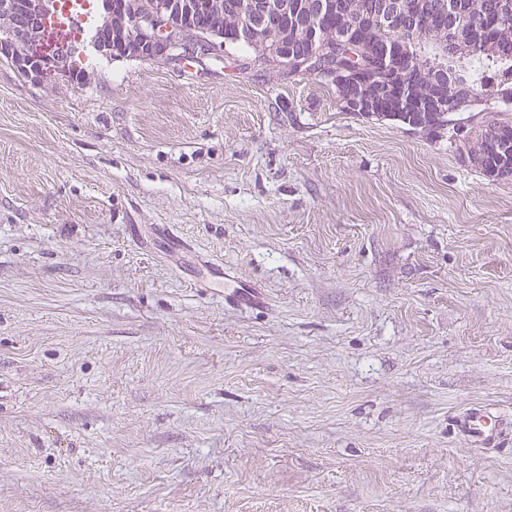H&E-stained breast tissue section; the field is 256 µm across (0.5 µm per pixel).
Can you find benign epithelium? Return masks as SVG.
Returning a JSON list of instances; mask_svg holds the SVG:
<instances>
[{
    "label": "benign epithelium",
    "instance_id": "7a95c632",
    "mask_svg": "<svg viewBox=\"0 0 512 512\" xmlns=\"http://www.w3.org/2000/svg\"><path fill=\"white\" fill-rule=\"evenodd\" d=\"M56 8L55 0H0V58L11 61L27 77L36 80L48 72L72 78L73 53L84 50L72 42L57 44L52 53L32 49L47 29ZM203 11L209 27L191 26L194 13ZM462 0H448L440 8L435 0H376L369 8L353 12L346 0H149L145 9L130 0H102L90 45L105 57L154 60L175 56L192 58L224 39V17L238 19L232 27L236 39L271 53L278 61L301 49L299 69L320 57L329 35L338 46L358 47L370 65L358 74V93L344 99L350 112L365 111L372 100V80L366 72L379 71L385 79L382 103H395L403 112H470L478 99L462 91L457 97L443 93L441 80L431 79L432 91L421 100L413 94L408 76L417 65L416 43L438 48V70L448 75V65L457 64L480 51L499 56L508 52L496 37L507 14L494 13L495 20L473 22L464 17ZM339 20L332 32L321 21Z\"/></svg>",
    "mask_w": 512,
    "mask_h": 512
}]
</instances>
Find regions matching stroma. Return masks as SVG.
<instances>
[{"label":"stroma","mask_w":512,"mask_h":512,"mask_svg":"<svg viewBox=\"0 0 512 512\" xmlns=\"http://www.w3.org/2000/svg\"><path fill=\"white\" fill-rule=\"evenodd\" d=\"M0 59V512H512V178L251 50ZM452 426L476 447L495 448L509 428V419L480 407H471L454 415Z\"/></svg>","instance_id":"stroma-1"}]
</instances>
